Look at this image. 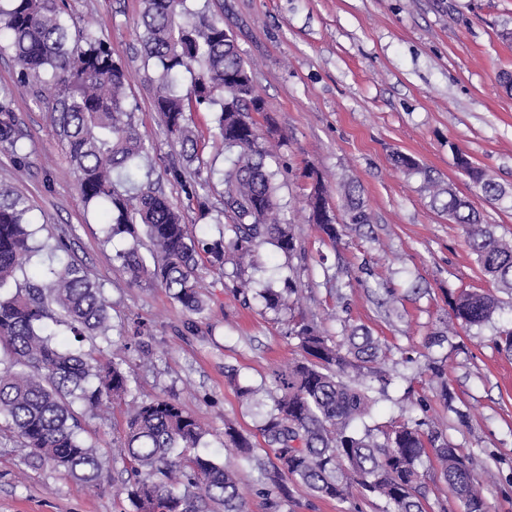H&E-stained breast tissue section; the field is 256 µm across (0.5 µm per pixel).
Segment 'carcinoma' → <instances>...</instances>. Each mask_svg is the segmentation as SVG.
Listing matches in <instances>:
<instances>
[{"label":"carcinoma","instance_id":"carcinoma-1","mask_svg":"<svg viewBox=\"0 0 512 512\" xmlns=\"http://www.w3.org/2000/svg\"><path fill=\"white\" fill-rule=\"evenodd\" d=\"M140 39L146 61H156L154 104L164 134L178 152L168 174L188 200H199L224 186L228 219L219 236L196 232L195 221L174 207L157 188L139 184L136 177L152 143L135 121L127 102V74L112 58L108 44L88 29L70 31L61 0H0V40L8 41L32 76L60 99L52 121L66 141L85 206L102 207L107 238L125 235L132 244L113 261L130 281L155 284L172 300L194 314L204 311L199 270L204 265L224 271L225 291L247 304L254 299L263 309L290 308L294 281L283 286L264 284L247 275L257 269L256 257L271 245L288 257L302 251L292 225L281 214L275 176L268 160L270 141L259 131L253 113L264 111L253 74L224 24L190 0H143ZM191 84L182 89L185 75ZM13 93L0 91V149L13 155L18 166L27 156L23 136L11 109ZM201 107L216 109L215 149L231 155L228 168L190 171L200 160L201 139L187 113ZM456 167L494 202L506 191L485 170L455 158ZM430 206L463 227L465 241L483 273L497 288L512 295V242L495 236L480 213L450 185L424 174ZM348 223L364 226L370 215L355 181L343 185ZM309 222L336 246L343 228L319 188L308 198ZM28 199L0 184V419L28 450L26 462L50 463L87 484L99 480L102 461L95 444L82 436L76 408L95 411L107 401L121 402L130 393L126 360L95 356L83 342L99 338L128 353L141 335L118 330L110 338L109 301L102 285L83 265L49 260L39 272L30 270L40 253L54 255L66 248L63 238L50 243L36 239L28 219ZM443 329L431 336L437 343L453 326L478 325L491 318L497 299L487 293L462 291L448 299ZM73 337L56 340L50 325ZM286 336L299 341L301 358L271 373V386L244 385L233 369L226 372L247 409L261 415L259 428L273 470L265 469L250 436L227 425L225 446L257 468L262 494L271 512L288 498V482L297 481L321 498L346 502L353 487L385 501L386 512H425L422 468L435 476L460 501L463 512H487L483 484L476 464L462 455L427 416L408 414L371 428L370 387L344 380L348 370L369 374L382 387L390 384L379 364L389 349L363 325L344 326L343 341L325 336L319 326L300 319ZM205 424L173 398H153L130 408L126 426L113 441L128 474L125 484L129 512H155L158 501L168 512H247L246 496L236 471L202 450Z\"/></svg>","mask_w":512,"mask_h":512}]
</instances>
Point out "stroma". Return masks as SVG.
Here are the masks:
<instances>
[{"label":"stroma","instance_id":"obj_1","mask_svg":"<svg viewBox=\"0 0 512 512\" xmlns=\"http://www.w3.org/2000/svg\"><path fill=\"white\" fill-rule=\"evenodd\" d=\"M65 16L77 28L103 38L128 75V102L153 144L145 163L150 179L174 206L186 199L166 171L173 150L154 107L153 66L140 43L142 0H65ZM251 66L265 109L261 128L280 139L278 201L305 248V259L287 260L272 246L261 251L255 276L276 280L293 265L298 292L289 310L274 313L243 304L224 289V275L202 268L208 307L188 312L164 289L136 285L113 257L129 246L107 239L100 214L85 210L68 148L51 121L54 93L23 82L11 50H0V87L15 90L17 128L29 152L25 167L0 153V182L26 196L41 237H62L66 259L84 264L104 285L111 322L143 324V353L128 372L137 399L171 396L204 420L208 452L234 466L249 512H269L258 492L259 471L238 461L224 445V427L252 437L251 413L227 384L226 369L241 383L258 385L273 370L299 358L287 337L290 317L305 316L334 338L344 322L362 324L391 353L382 367L392 380L374 394L372 424L397 418L426 398L449 442L496 476L488 484V512H512V356L497 335L512 326V296L499 295L493 317L429 344L449 310L452 292L495 291L465 243L459 225L431 209L423 170L450 183L479 211L496 235L512 240V204L477 193L455 165L462 150L512 194V92L499 80L512 74V0H209ZM401 153L422 170L408 173L392 163ZM322 176L334 210L338 188L357 179L371 217V232L347 227L338 245L321 241L308 224L306 197ZM394 294L398 316L382 299ZM442 364L452 404L440 397L429 369ZM81 423L101 455L97 485L45 464L24 462L14 438L0 434V512H127L121 461L112 440L124 425V408L102 405ZM379 499L353 493L348 502L321 499L304 484L290 486L280 512H383Z\"/></svg>","mask_w":512,"mask_h":512}]
</instances>
